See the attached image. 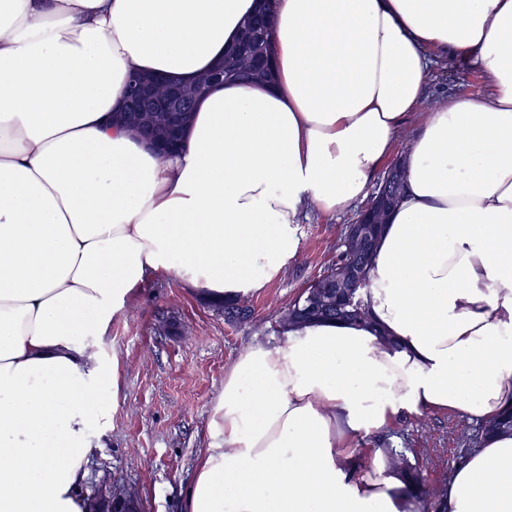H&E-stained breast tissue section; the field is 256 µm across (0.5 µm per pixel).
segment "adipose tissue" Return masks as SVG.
Wrapping results in <instances>:
<instances>
[{
    "instance_id": "ef3b65f1",
    "label": "adipose tissue",
    "mask_w": 512,
    "mask_h": 512,
    "mask_svg": "<svg viewBox=\"0 0 512 512\" xmlns=\"http://www.w3.org/2000/svg\"><path fill=\"white\" fill-rule=\"evenodd\" d=\"M256 0H0V512H89L116 382L88 343L152 279L260 292L307 213L361 202L409 118L363 326L314 320L224 375L185 512H416L363 436L402 414L512 411V0H273L272 83L197 100L162 157L112 116L133 74L191 82ZM480 87L429 100L437 65ZM440 512H512V434Z\"/></svg>"
}]
</instances>
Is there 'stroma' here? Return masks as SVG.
<instances>
[{
    "label": "stroma",
    "instance_id": "obj_1",
    "mask_svg": "<svg viewBox=\"0 0 512 512\" xmlns=\"http://www.w3.org/2000/svg\"><path fill=\"white\" fill-rule=\"evenodd\" d=\"M480 84L478 71L462 64L438 69L431 91L464 96ZM360 211L355 204L328 217L308 213L297 256L266 288L245 296L253 311L248 322L225 321L208 299L176 278L149 282L113 319L95 349L103 365L115 369L118 391L111 427L88 464V495L106 494L112 484L125 486L138 512H182L225 372L253 340L276 338L281 314L331 264L342 230ZM166 316L175 318L176 333L162 328ZM477 430L463 414L431 411L404 416L386 434L366 436L364 443L405 449L424 488L432 489L450 478L462 435Z\"/></svg>",
    "mask_w": 512,
    "mask_h": 512
}]
</instances>
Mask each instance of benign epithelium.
<instances>
[{"label": "benign epithelium", "mask_w": 512, "mask_h": 512, "mask_svg": "<svg viewBox=\"0 0 512 512\" xmlns=\"http://www.w3.org/2000/svg\"><path fill=\"white\" fill-rule=\"evenodd\" d=\"M213 80L212 74L203 75L190 84L135 75L129 82L119 109L120 118L138 127L142 140L149 147L155 150L173 147L182 136L186 115L192 111L200 88ZM159 85L165 89V95L160 100L155 97V88ZM401 180L398 168H390L387 175L389 186L381 194L372 197L357 221L349 226L348 234L355 244L350 255L367 257L373 241L372 225L385 223L399 202ZM363 283L362 267L348 259L339 264L336 279H322L320 287L334 288L338 295L344 291L346 297L351 299L354 291L362 287Z\"/></svg>", "instance_id": "benign-epithelium-1"}]
</instances>
